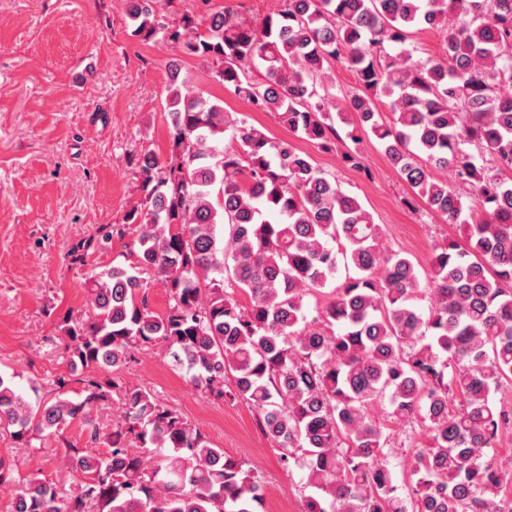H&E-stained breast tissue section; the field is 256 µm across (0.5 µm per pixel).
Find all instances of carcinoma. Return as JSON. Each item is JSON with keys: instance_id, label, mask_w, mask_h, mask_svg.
Instances as JSON below:
<instances>
[{"instance_id": "obj_1", "label": "carcinoma", "mask_w": 512, "mask_h": 512, "mask_svg": "<svg viewBox=\"0 0 512 512\" xmlns=\"http://www.w3.org/2000/svg\"><path fill=\"white\" fill-rule=\"evenodd\" d=\"M159 6L127 0L132 36L210 61L219 84L297 137L341 149L347 167L368 170L362 144L374 139L465 245H437L420 276L308 155L173 72L170 156L136 158L129 264L98 273L88 313L62 329L84 373L59 375L54 395L34 400L0 373L1 437L89 428V447H65L67 492L15 479L0 456L13 512H260L256 469L112 377L157 343L192 385L258 411L283 461L305 473L303 512H512V458L485 460L512 431V404L497 397L512 389V0H283L257 26L220 9L202 31L189 13L161 23ZM432 29L445 33L442 56L414 57L413 37ZM336 63L354 78L342 102ZM462 188L484 220L470 221ZM342 270L308 318L305 298ZM148 275L168 289L163 313L148 306ZM113 394L121 411L105 433L92 410ZM385 402L392 423H430L407 497L390 428L372 414Z\"/></svg>"}]
</instances>
